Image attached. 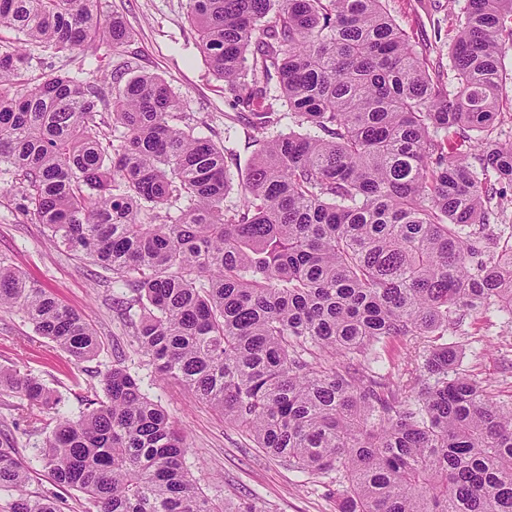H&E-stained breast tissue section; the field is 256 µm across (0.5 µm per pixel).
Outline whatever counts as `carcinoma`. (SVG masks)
Masks as SVG:
<instances>
[{
	"instance_id": "obj_1",
	"label": "carcinoma",
	"mask_w": 512,
	"mask_h": 512,
	"mask_svg": "<svg viewBox=\"0 0 512 512\" xmlns=\"http://www.w3.org/2000/svg\"><path fill=\"white\" fill-rule=\"evenodd\" d=\"M224 94L259 145L238 199L235 153L179 125L165 79L127 59L100 83L32 74L20 48L116 51L131 34L95 0H0V178L67 253L112 272V308L156 375L176 381L307 476L337 472L338 512H512V398L458 371L442 343L404 380L386 342L446 336L469 311L512 319V0H467L443 75L384 0H188ZM112 86V140L96 121ZM316 134L269 131L282 121ZM474 132L460 142L449 134ZM180 202L178 214L169 212ZM0 311L76 363L100 344L78 312L0 261ZM346 358L336 362V356ZM77 418L54 390L0 368L22 394L55 484L81 512H257L219 507L191 476L187 436L126 359ZM0 447L9 512H61Z\"/></svg>"
}]
</instances>
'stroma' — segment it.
I'll return each instance as SVG.
<instances>
[{"label": "stroma", "mask_w": 512, "mask_h": 512, "mask_svg": "<svg viewBox=\"0 0 512 512\" xmlns=\"http://www.w3.org/2000/svg\"><path fill=\"white\" fill-rule=\"evenodd\" d=\"M465 0H385L392 18L434 64L448 66V26L456 22ZM187 0H99L104 18L123 16L131 42L112 56L113 62L135 57L139 69L159 74L184 103L185 124L195 135L214 142L232 138L235 158L229 168L233 186L242 184L257 152L246 122L249 111L224 95L200 55L197 36L186 20ZM38 72H67L96 81L99 61L89 53L55 55L27 48ZM18 183H0V260L23 270L81 313L101 347L93 360L75 365L49 340L37 336L21 314L0 312V366L31 371L62 398L61 408L76 416L86 409L87 383H100L117 356L143 379L151 397L168 410L186 435L188 461L200 491L215 500L250 501L261 512H336L329 492L331 476L308 477L289 470L255 447L245 434L210 405L191 398L174 382L157 379L148 359L136 354L112 309V274L50 244L45 225L20 208ZM448 340L459 352V367L485 384L492 394L512 395V320L495 313H470ZM26 400L13 393L0 397V442L14 443L33 475L32 491L60 500L61 512H80L79 492L57 486L38 459L46 436L26 430Z\"/></svg>", "instance_id": "35a3bbf8"}]
</instances>
